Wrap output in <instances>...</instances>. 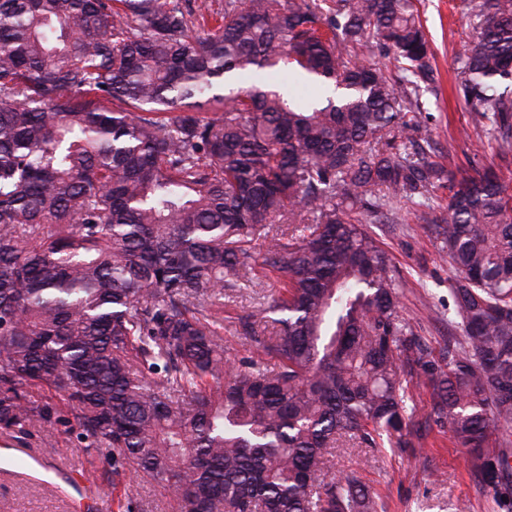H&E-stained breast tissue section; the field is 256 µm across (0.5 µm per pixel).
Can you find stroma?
Segmentation results:
<instances>
[{
	"label": "stroma",
	"instance_id": "35a3bbf8",
	"mask_svg": "<svg viewBox=\"0 0 512 512\" xmlns=\"http://www.w3.org/2000/svg\"><path fill=\"white\" fill-rule=\"evenodd\" d=\"M456 2L415 0V5L438 71L436 93L423 97L428 125L437 156L448 158L454 172L460 173L478 162H497L498 157L494 143L477 137L456 94L455 60L474 27L472 20L456 9ZM368 228L403 280V317L430 347L443 346L451 334L448 320L453 315L448 257L424 225L411 221L408 205L395 204L389 219L370 215ZM273 292L271 284L247 279L239 281L237 288L225 290L222 335L229 357L239 359L250 353V343L236 323L237 315L259 307ZM6 438L27 448L35 460L0 457V512H95L92 497L107 485L75 436L48 427L26 435L10 431ZM59 471L71 476V485L48 489V482L54 481ZM330 471L360 473L385 512H457L461 506L467 512H497L495 502L481 487L475 462L444 429L404 453L387 447L371 458L361 448L337 449ZM122 485L135 502L134 512H176L171 494L152 479L128 476Z\"/></svg>",
	"mask_w": 512,
	"mask_h": 512
}]
</instances>
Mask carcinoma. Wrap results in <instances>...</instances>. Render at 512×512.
I'll use <instances>...</instances> for the list:
<instances>
[{
	"label": "carcinoma",
	"instance_id": "obj_1",
	"mask_svg": "<svg viewBox=\"0 0 512 512\" xmlns=\"http://www.w3.org/2000/svg\"><path fill=\"white\" fill-rule=\"evenodd\" d=\"M460 8V100L504 161L512 0ZM193 27L183 0H0V429L63 426L179 512H376L327 456L446 427L512 512V195L427 153L413 0H225ZM401 201L454 267L437 354L364 228ZM248 275L277 292L232 364L220 299Z\"/></svg>",
	"mask_w": 512,
	"mask_h": 512
}]
</instances>
